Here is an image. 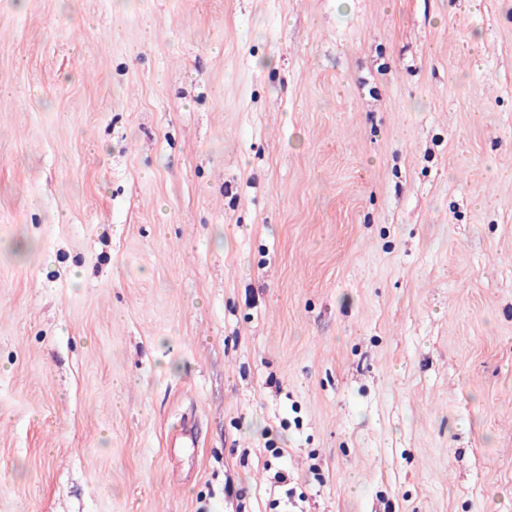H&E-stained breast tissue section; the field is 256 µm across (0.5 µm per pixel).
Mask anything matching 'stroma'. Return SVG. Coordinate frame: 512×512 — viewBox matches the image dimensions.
I'll return each instance as SVG.
<instances>
[{
    "mask_svg": "<svg viewBox=\"0 0 512 512\" xmlns=\"http://www.w3.org/2000/svg\"><path fill=\"white\" fill-rule=\"evenodd\" d=\"M0 512H512V0H0Z\"/></svg>",
    "mask_w": 512,
    "mask_h": 512,
    "instance_id": "1",
    "label": "stroma"
}]
</instances>
